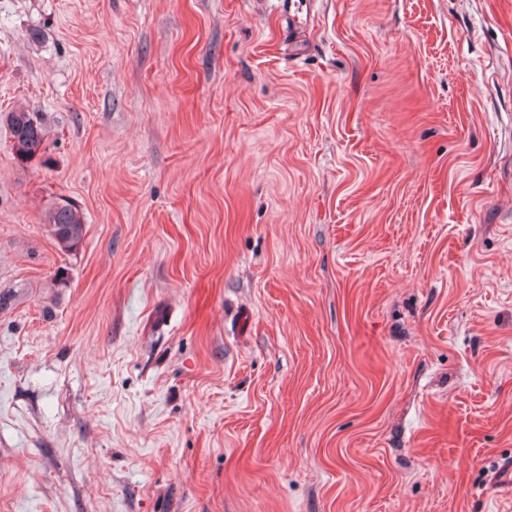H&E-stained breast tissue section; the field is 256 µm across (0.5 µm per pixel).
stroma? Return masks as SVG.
I'll use <instances>...</instances> for the list:
<instances>
[{
  "instance_id": "stroma-1",
  "label": "stroma",
  "mask_w": 512,
  "mask_h": 512,
  "mask_svg": "<svg viewBox=\"0 0 512 512\" xmlns=\"http://www.w3.org/2000/svg\"><path fill=\"white\" fill-rule=\"evenodd\" d=\"M300 4L0 0V512H512V0ZM15 156L28 162L43 152L44 133L40 120L33 112L15 109L5 116ZM43 222L59 251L68 256L79 251L85 236V224L71 202L62 198L51 202L45 208Z\"/></svg>"
}]
</instances>
